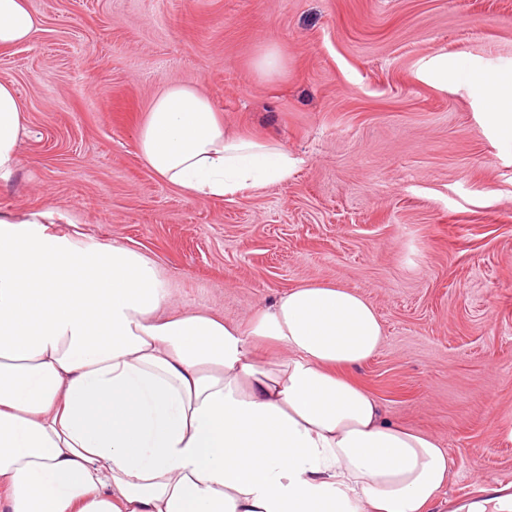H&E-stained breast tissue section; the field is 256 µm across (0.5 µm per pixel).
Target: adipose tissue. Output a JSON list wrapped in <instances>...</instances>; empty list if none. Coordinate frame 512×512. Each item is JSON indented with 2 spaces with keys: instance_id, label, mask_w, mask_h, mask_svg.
Masks as SVG:
<instances>
[{
  "instance_id": "adipose-tissue-1",
  "label": "adipose tissue",
  "mask_w": 512,
  "mask_h": 512,
  "mask_svg": "<svg viewBox=\"0 0 512 512\" xmlns=\"http://www.w3.org/2000/svg\"><path fill=\"white\" fill-rule=\"evenodd\" d=\"M40 29L28 0H0V49ZM475 83L511 135L512 76ZM25 112L0 80V180ZM139 147L191 195L233 196L296 168L187 84L154 99ZM52 219L0 218V512H427L446 487L440 441L387 420L348 376L383 343L365 297L307 282L245 327L174 311L143 254L80 245ZM261 340L285 357L258 362Z\"/></svg>"
}]
</instances>
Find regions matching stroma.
I'll list each match as a JSON object with an SVG mask.
<instances>
[{"label":"stroma","instance_id":"stroma-1","mask_svg":"<svg viewBox=\"0 0 512 512\" xmlns=\"http://www.w3.org/2000/svg\"><path fill=\"white\" fill-rule=\"evenodd\" d=\"M0 51L27 105L0 216L50 212L122 245L174 303L247 324L288 288L358 292L384 329L350 376L452 462L430 512L512 493V136L470 71L512 75V0H29ZM276 48L282 69L256 58ZM448 79L425 77L435 57ZM197 86L233 129L285 145L287 182L224 199L160 180L139 149L156 95ZM41 24L30 10L28 0H0V49L30 43L41 30Z\"/></svg>","mask_w":512,"mask_h":512}]
</instances>
